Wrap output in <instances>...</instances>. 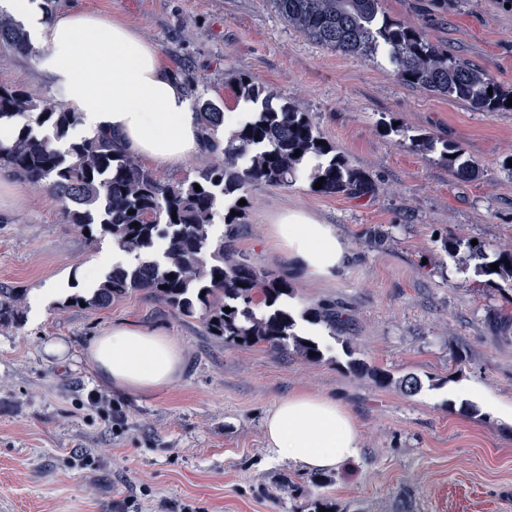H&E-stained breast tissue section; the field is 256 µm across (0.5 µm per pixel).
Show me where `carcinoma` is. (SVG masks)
Listing matches in <instances>:
<instances>
[{
	"label": "carcinoma",
	"mask_w": 512,
	"mask_h": 512,
	"mask_svg": "<svg viewBox=\"0 0 512 512\" xmlns=\"http://www.w3.org/2000/svg\"><path fill=\"white\" fill-rule=\"evenodd\" d=\"M276 11L317 43L344 54H364L393 67L404 83L450 96L483 112L507 107L511 93L504 91L480 67L448 54L419 30L398 26L381 15L378 0H273ZM0 48L17 54L32 51L21 24L0 13ZM236 94L247 102H261L224 139L222 157L211 166L176 184L161 181L132 156L121 152L112 133L98 131L73 139L70 131L80 122L77 113L54 99L0 85V123L24 112L50 130L41 134L20 126L12 143L0 144V167L36 187L54 193L63 203L68 221L96 240L109 237L122 249L148 254L157 242L165 243L162 257L140 260L130 267L109 271L90 293L76 291L61 302L68 306L108 308L133 291L143 292L174 312L204 323L207 333L226 344H263L277 352L293 350L309 362H319L318 341L295 331L296 319L287 299L292 294L288 276L256 269L234 243L245 206L238 205L252 182L281 186L297 172L306 171L310 184L323 180L320 195H365L372 190L369 176L336 153V148L316 130L307 114L288 104L272 105L259 85L239 80ZM204 134L215 135L224 124V112L205 101L198 109ZM300 156H294L295 151ZM441 155L448 170L467 176L473 166L464 149L443 144ZM229 201L224 213V236L210 235L218 198ZM134 214H129V211ZM236 215H231V212ZM177 219H172V216ZM445 252L465 265H473L478 285L499 281L512 288V249L489 259L483 242L445 239ZM498 264V269L491 264ZM231 312H224V308ZM263 308L258 316L254 308ZM302 318L323 323L336 335L342 316L336 304L319 303ZM24 320V293L0 288V327ZM314 356H309L310 352ZM350 372L369 376L376 385L398 386L414 393L420 381L399 379L354 359Z\"/></svg>",
	"instance_id": "carcinoma-1"
}]
</instances>
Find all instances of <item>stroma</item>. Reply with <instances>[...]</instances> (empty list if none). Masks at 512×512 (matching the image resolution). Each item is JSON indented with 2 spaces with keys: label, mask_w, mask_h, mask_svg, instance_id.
Returning <instances> with one entry per match:
<instances>
[{
  "label": "stroma",
  "mask_w": 512,
  "mask_h": 512,
  "mask_svg": "<svg viewBox=\"0 0 512 512\" xmlns=\"http://www.w3.org/2000/svg\"><path fill=\"white\" fill-rule=\"evenodd\" d=\"M136 25L180 74L193 104L239 103L247 79L273 104L307 113L338 153L369 174L363 196H322L306 173L248 185L235 241L266 270L284 271L295 313L321 301L348 318L322 333L323 361L237 346L144 294L106 309L37 307L45 292L86 291L112 268V241H89L50 191L20 183L21 206L0 214V286L22 289L21 325L0 328V512H512V290L479 287L441 248L453 235L512 248V110L481 112L401 82L390 65L309 39L272 0H43ZM379 11L484 69L512 91V9L504 0H379ZM0 85L54 91L29 55L0 53ZM461 145L476 167L450 172L439 151L412 149L389 124ZM298 208L333 225L349 257L308 276L269 242L267 226ZM387 239L374 246L373 229ZM173 337L184 358L168 388L112 389L88 358L116 324ZM410 374L409 395L353 375L349 359ZM124 415L105 421L89 392ZM335 399L352 414L360 455L308 471L267 449V411L293 392Z\"/></svg>",
  "instance_id": "1"
}]
</instances>
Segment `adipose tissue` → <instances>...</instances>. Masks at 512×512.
<instances>
[{
	"label": "adipose tissue",
	"mask_w": 512,
	"mask_h": 512,
	"mask_svg": "<svg viewBox=\"0 0 512 512\" xmlns=\"http://www.w3.org/2000/svg\"><path fill=\"white\" fill-rule=\"evenodd\" d=\"M20 19L35 50L34 66L80 115L82 130L112 132L120 148L152 165L179 167L204 153L200 116L159 48L132 24L73 8L47 14L42 0H0V11ZM269 236L287 259L317 276L345 260L332 225L301 211L277 215ZM89 358L102 379L124 392L173 384L182 356L170 336L115 325L96 337ZM270 451L303 468L332 469L359 456L358 429L336 400L294 393L265 421Z\"/></svg>",
	"instance_id": "obj_1"
}]
</instances>
